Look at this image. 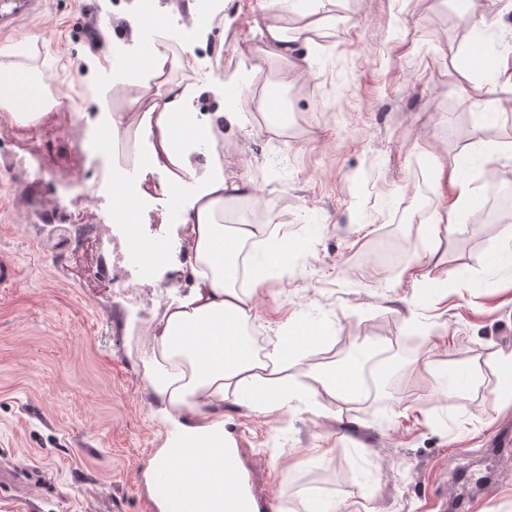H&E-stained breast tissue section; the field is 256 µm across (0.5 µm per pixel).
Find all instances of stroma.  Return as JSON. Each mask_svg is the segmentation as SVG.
Instances as JSON below:
<instances>
[{
    "label": "stroma",
    "instance_id": "1",
    "mask_svg": "<svg viewBox=\"0 0 512 512\" xmlns=\"http://www.w3.org/2000/svg\"><path fill=\"white\" fill-rule=\"evenodd\" d=\"M218 27L195 44H222V79L198 58L191 101L236 100L245 128L222 124L217 141L231 173L259 187L279 234L299 245L269 278L250 322L263 340L303 321L331 324L317 368L358 358L370 401L322 390L304 365L288 370L294 403L273 415L224 403L233 445L257 512H305L307 500L340 512H438L460 481L483 469L495 487L472 512H512V452L490 443L512 431V402L496 396L495 358L512 353V0H491L482 18L454 0H336L334 22L297 40L289 60L255 65L251 48L276 10L272 0H223ZM140 22L139 0H41L0 46L27 38L61 103L46 119L55 132L41 156L0 161V260L15 278L0 286V512H158L146 481L167 437L131 354L127 326L161 318L192 276L186 243L167 208L165 171L135 169L131 184L152 198L137 223L143 238L169 246L139 302L113 297L96 275L116 229L88 193L91 175L112 162L87 156L84 173L48 170L58 149L100 131L112 111L116 17ZM98 20V40L86 26ZM480 38L498 69L469 52ZM279 84L288 138L263 127L251 98ZM476 188L444 234L439 260H421L416 227L453 201L436 195L435 162ZM68 204L85 222L48 224L45 210ZM411 244L409 268L380 262L395 233ZM83 248L73 266L63 250ZM465 365L471 385L446 395L426 363ZM308 363V364H309Z\"/></svg>",
    "mask_w": 512,
    "mask_h": 512
}]
</instances>
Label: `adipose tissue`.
Returning a JSON list of instances; mask_svg holds the SVG:
<instances>
[{"label":"adipose tissue","mask_w":512,"mask_h":512,"mask_svg":"<svg viewBox=\"0 0 512 512\" xmlns=\"http://www.w3.org/2000/svg\"><path fill=\"white\" fill-rule=\"evenodd\" d=\"M29 45L22 39L0 50V106L23 122L37 120L51 104ZM167 60L166 50L152 49L144 68L142 90L152 95L157 117L146 120L142 132L155 140L154 166L165 170L171 183L195 187L184 219L194 283L188 294L168 304L151 335L135 339L142 379L159 404L158 418L170 427L146 480L160 512H253L242 480L225 479L236 453L224 437V402L238 399L261 414L286 409L289 367L320 346L328 330L287 327L261 352L246 337L265 285L263 271L285 267L287 249L266 225L225 224V203L256 198V187L247 179L227 180L219 152L208 155L200 170L184 144L175 143L177 126L189 127L194 141L205 133L190 119L186 92L152 84ZM454 188L453 208L435 212L418 227L426 255H433L441 230L456 223L474 196L470 182H455ZM242 264L249 268L244 286L237 283ZM316 377L329 394L348 401L355 395L352 381L363 374L359 361L350 360Z\"/></svg>","instance_id":"1"}]
</instances>
